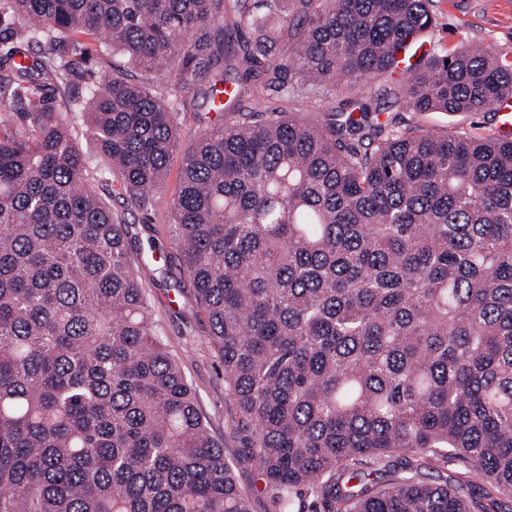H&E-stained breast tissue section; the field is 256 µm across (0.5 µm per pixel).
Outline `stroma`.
Here are the masks:
<instances>
[{"label":"stroma","instance_id":"stroma-1","mask_svg":"<svg viewBox=\"0 0 512 512\" xmlns=\"http://www.w3.org/2000/svg\"><path fill=\"white\" fill-rule=\"evenodd\" d=\"M435 13L434 47L448 49L467 41L494 46L512 58V0H435ZM128 74L133 80L153 85L163 99L174 98L179 103L182 148L170 158L164 187L166 194H173L183 163L182 150L198 138L200 117L216 122L220 116L207 110L203 98L205 81H196L191 90L183 91L179 88V76L174 74L160 77L134 68ZM418 120L428 126H448L467 132L487 133L498 126L497 117L489 112H430L419 115ZM106 200L113 211L124 214L134 252L156 270L146 290L152 318L169 350L175 354L188 347L194 350L192 358L184 361L183 369L212 434L223 442L226 458L239 456L246 446V434L238 426V409L224 385V366L208 340V319L196 308L188 280L181 278L177 266L166 262L172 251L166 232L167 210L135 209L115 191L107 194Z\"/></svg>","mask_w":512,"mask_h":512}]
</instances>
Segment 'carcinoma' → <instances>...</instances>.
Here are the masks:
<instances>
[{
    "label": "carcinoma",
    "instance_id": "1",
    "mask_svg": "<svg viewBox=\"0 0 512 512\" xmlns=\"http://www.w3.org/2000/svg\"><path fill=\"white\" fill-rule=\"evenodd\" d=\"M433 8L0 0V44L48 47L0 63V512H252L98 191L113 177L170 211L272 512H512V138L407 117L512 103V59L425 48ZM112 51L185 89L213 74L224 122L169 200L175 101ZM79 71L100 80L75 94ZM73 131L77 135L78 141L80 142L84 153L90 158H97L99 149L95 139L91 136L87 129V123L85 117L77 115L72 119Z\"/></svg>",
    "mask_w": 512,
    "mask_h": 512
}]
</instances>
